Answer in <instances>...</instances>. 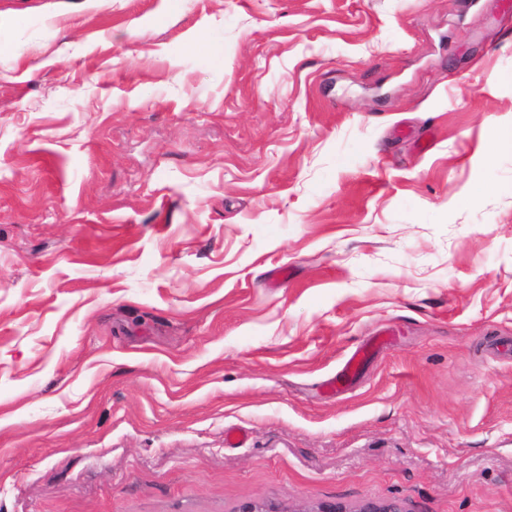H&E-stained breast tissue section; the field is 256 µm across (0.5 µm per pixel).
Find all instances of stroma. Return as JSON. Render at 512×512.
Returning <instances> with one entry per match:
<instances>
[{
  "label": "stroma",
  "mask_w": 512,
  "mask_h": 512,
  "mask_svg": "<svg viewBox=\"0 0 512 512\" xmlns=\"http://www.w3.org/2000/svg\"><path fill=\"white\" fill-rule=\"evenodd\" d=\"M508 129L512 0H0V512H512ZM313 512H405L402 507L396 503H377L368 502L355 510H349L340 504L324 503L317 509L310 510Z\"/></svg>",
  "instance_id": "35a3bbf8"
}]
</instances>
